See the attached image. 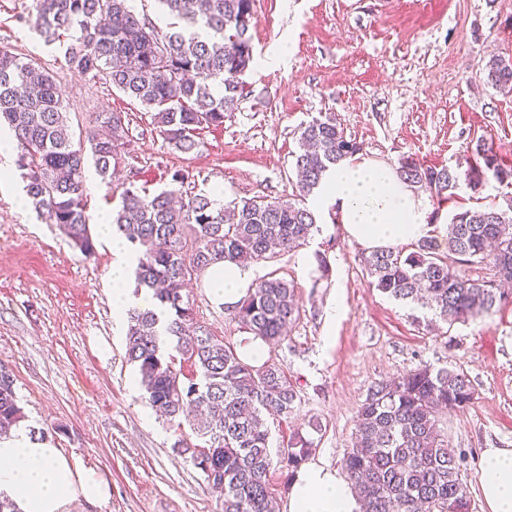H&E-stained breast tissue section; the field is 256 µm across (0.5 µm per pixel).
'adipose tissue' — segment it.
I'll use <instances>...</instances> for the list:
<instances>
[{
    "instance_id": "ef3b65f1",
    "label": "adipose tissue",
    "mask_w": 512,
    "mask_h": 512,
    "mask_svg": "<svg viewBox=\"0 0 512 512\" xmlns=\"http://www.w3.org/2000/svg\"><path fill=\"white\" fill-rule=\"evenodd\" d=\"M312 208L319 214H335L344 232L371 249L393 248L431 236L434 226L431 203L401 182L384 162L351 156L331 167L323 177ZM112 303L117 310L146 307L148 292L131 295L127 280L138 264L137 254L112 247ZM206 279L213 298L235 306L257 279L254 267L217 263ZM482 485L490 512H512V448H489ZM0 493L7 495L18 512H68L75 501L102 504L109 498L107 481L86 470L62 449L18 428L0 441ZM354 493L336 471L319 463L298 469L290 483L288 512H356Z\"/></svg>"
}]
</instances>
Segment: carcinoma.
I'll return each mask as SVG.
<instances>
[{"label":"carcinoma","instance_id":"1","mask_svg":"<svg viewBox=\"0 0 512 512\" xmlns=\"http://www.w3.org/2000/svg\"><path fill=\"white\" fill-rule=\"evenodd\" d=\"M176 19L165 31L137 14L129 0H37L32 32L57 45L67 67L105 84L152 113L168 147L189 153L195 133L224 124L238 108L243 76L253 62L254 0H157ZM211 32L199 39L194 30ZM487 84L512 93V59L492 57ZM15 138V168L35 209L85 253L95 249L87 209L86 157L112 186V174L130 144L121 112H94L74 138L70 113L53 71L0 49V125ZM336 118L303 127L294 153L297 182L286 199H246L224 206L213 196L177 189L154 195L126 188L112 224L139 249L136 276L152 291L151 304L128 311L126 356L138 370L148 404L173 421L196 413L202 443L178 440L205 482L224 491V512H275L270 472L291 480L312 453L313 439L297 429L270 453L265 415L288 418L299 396L272 359L246 362L233 345L200 325L183 294L192 277L219 262L248 264L275 259L309 243L319 232L307 205L324 173L357 153ZM467 169L436 168L406 159L397 177L439 201L455 196L460 181L474 191L493 177L512 185V165L480 142ZM458 256L450 263L438 241L425 237L410 252L377 249L364 257L370 287L388 298L432 311L455 324L512 302V205L463 208L446 224ZM486 266L473 279L464 265ZM300 318L294 285L271 273L256 280L236 305L234 319L265 344L285 339ZM474 388L463 374L427 365L374 383L357 409L352 448L343 459L361 512H461L471 504L461 481L463 459L441 434L444 413L468 406ZM25 415L13 384H0V439Z\"/></svg>","mask_w":512,"mask_h":512}]
</instances>
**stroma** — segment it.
I'll use <instances>...</instances> for the list:
<instances>
[{
  "label": "stroma",
  "mask_w": 512,
  "mask_h": 512,
  "mask_svg": "<svg viewBox=\"0 0 512 512\" xmlns=\"http://www.w3.org/2000/svg\"><path fill=\"white\" fill-rule=\"evenodd\" d=\"M35 0H0V48L50 68L72 121L124 112L133 139L117 176L139 191L170 188L189 172L188 188L223 191L225 202L269 200L292 192L300 129L335 115L360 156L398 167L464 165L477 141L512 161V94L486 83L491 55L512 58V0H255L254 57L288 44L287 65L244 76L238 109L196 134L188 154L169 149L150 113L123 93L69 70L62 54L29 30ZM20 178L0 185V367L9 371L24 425L111 486L107 502L74 512H224L175 447L191 435L145 403L125 360L126 326L112 308V251L95 238L87 255L56 225L38 217ZM512 204V186L460 185L445 210ZM310 244L273 260L261 274L293 282L300 318L271 353L301 398L291 418H268L274 444L314 422L312 461L340 470L352 446L368 388L421 365L465 373L472 402L447 413L444 434L465 455L461 479L472 512H488L482 455L512 448V304L454 325L428 326L410 309L370 288L367 250L335 218H320ZM327 272H319V262ZM200 321L226 342L243 332L214 302L202 279L187 288Z\"/></svg>",
  "instance_id": "stroma-1"
}]
</instances>
